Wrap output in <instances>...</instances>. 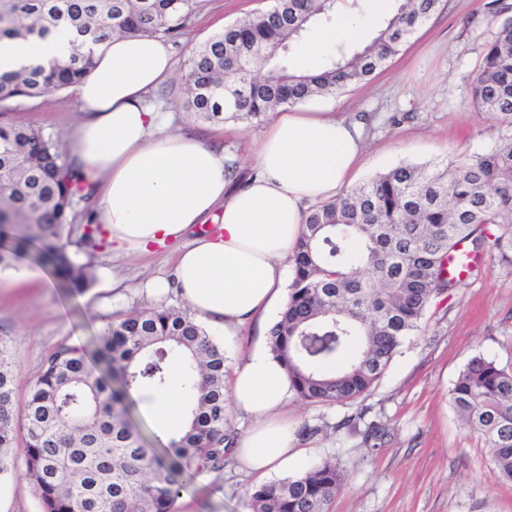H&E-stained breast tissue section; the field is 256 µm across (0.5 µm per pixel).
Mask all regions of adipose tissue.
Segmentation results:
<instances>
[{
	"label": "adipose tissue",
	"mask_w": 512,
	"mask_h": 512,
	"mask_svg": "<svg viewBox=\"0 0 512 512\" xmlns=\"http://www.w3.org/2000/svg\"><path fill=\"white\" fill-rule=\"evenodd\" d=\"M388 0L363 15H346L300 42L308 70L325 64L331 46L359 44L377 28ZM76 40L58 27L43 37L0 41V74L66 58ZM95 64L76 86L85 117L69 145L75 172L93 186L94 217L118 253L177 243L174 279L155 289L176 290L195 320L236 336L285 307V275L303 231L305 203L335 196L352 181L364 146L359 128L328 112L276 113L255 151V172L240 184L224 173V154L190 133L167 132V118L149 97L172 73L167 45L149 37H112L86 47ZM214 230L184 242L212 214ZM189 378L173 376L155 399L163 422L185 426ZM228 392L246 419L233 444L240 471L255 479L303 465L313 440L302 437L288 405V372L263 348L232 369Z\"/></svg>",
	"instance_id": "ef3b65f1"
}]
</instances>
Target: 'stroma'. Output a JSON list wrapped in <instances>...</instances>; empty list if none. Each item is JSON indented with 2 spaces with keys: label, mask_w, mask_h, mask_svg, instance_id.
Listing matches in <instances>:
<instances>
[{
  "label": "stroma",
  "mask_w": 512,
  "mask_h": 512,
  "mask_svg": "<svg viewBox=\"0 0 512 512\" xmlns=\"http://www.w3.org/2000/svg\"><path fill=\"white\" fill-rule=\"evenodd\" d=\"M270 2L205 0L179 45L170 48L175 66L163 85L171 130L192 133L223 150L244 178L252 173L254 148L267 122L203 120L179 102L192 49ZM498 23L493 0H440L400 54L368 80L301 103V111L331 112L361 128L369 162L354 184L401 164L443 166L499 144L498 120L478 111L471 98L472 77ZM80 118L71 88L0 106V121L39 128L63 144ZM75 210L61 243L78 261L91 262L88 291L70 295L60 281L51 288L35 282L0 284V336L11 341L21 401L59 344L91 346L100 316L117 317L159 303L184 305L176 292L158 298L145 289L150 279L171 276L175 247L116 255L103 235L96 249L82 248L92 204L79 201ZM478 355L502 367L512 365V268L488 253L480 255L464 285L432 300L420 330L407 338L369 392L333 404L292 401L295 417L318 442L308 463L331 460L346 476L330 512H512V486L496 481L484 440L462 427L449 403L459 372ZM153 399L150 391L139 389L123 404L145 446L160 448L175 431L151 418ZM373 424L378 432L372 436L368 428ZM11 456L14 471L0 479V512H40L24 475L23 440H16ZM255 485L231 463L223 475L208 471L203 481L186 486L176 509L250 512Z\"/></svg>",
  "instance_id": "35a3bbf8"
}]
</instances>
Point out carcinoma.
I'll use <instances>...</instances> for the list:
<instances>
[{
  "mask_svg": "<svg viewBox=\"0 0 512 512\" xmlns=\"http://www.w3.org/2000/svg\"><path fill=\"white\" fill-rule=\"evenodd\" d=\"M438 0H399L374 36L351 54L338 50L318 72L278 66L311 22L328 21L326 0H273L199 46L184 82L183 107L205 120H262L286 106L334 95L371 77L397 55ZM199 0H0V40L44 36L65 25L83 42L52 65L0 75V103L69 89L93 66L84 42L114 34L173 43L192 24ZM512 4L472 78V101L502 127L495 149L430 169L400 166L311 208L292 261L288 304L270 330L271 351L306 403L355 400L379 379L415 331L431 300L461 279L448 257L468 242L512 267ZM77 181L58 141L24 124H0V265L38 247L41 258L82 293L90 266L60 245L78 200ZM357 355L334 371L345 349ZM183 367L193 381L188 424L167 448L145 447L122 399L148 387L159 393ZM226 357L188 312L158 305L108 322L99 346L59 345L30 386L22 414L14 409L17 374L0 336V474L13 471L7 449L25 441V475L40 512H174L191 468L224 472L233 449L226 432ZM463 423L491 448L495 478L512 485V368L472 358L449 390ZM336 464L262 484L251 512H329L344 486Z\"/></svg>",
  "mask_w": 512,
  "mask_h": 512,
  "instance_id": "cac0c4a2",
  "label": "carcinoma"
}]
</instances>
